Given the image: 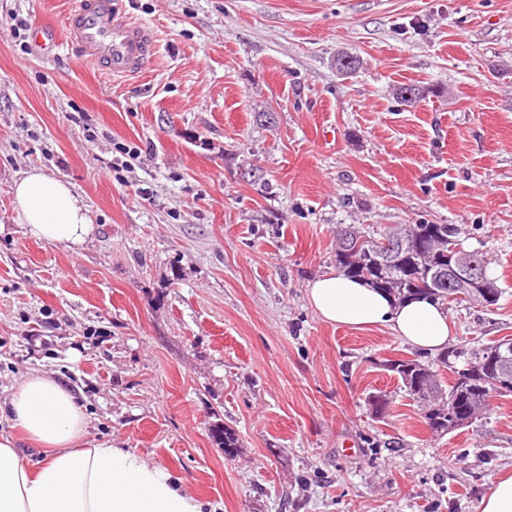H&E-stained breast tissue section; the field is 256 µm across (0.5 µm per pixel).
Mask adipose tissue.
Instances as JSON below:
<instances>
[{
  "label": "adipose tissue",
  "mask_w": 512,
  "mask_h": 512,
  "mask_svg": "<svg viewBox=\"0 0 512 512\" xmlns=\"http://www.w3.org/2000/svg\"><path fill=\"white\" fill-rule=\"evenodd\" d=\"M15 212L30 235L50 245L82 244L93 227L72 185L32 169L13 185ZM331 324L388 327L414 349L438 354L452 339L448 313L428 299L401 304L362 282L329 273L308 288ZM17 428L43 450L30 468L0 438V512H202L171 474L104 440L84 444L87 418L70 388L48 374L27 376L6 401Z\"/></svg>",
  "instance_id": "adipose-tissue-1"
}]
</instances>
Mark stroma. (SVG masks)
<instances>
[{
    "label": "stroma",
    "instance_id": "obj_1",
    "mask_svg": "<svg viewBox=\"0 0 512 512\" xmlns=\"http://www.w3.org/2000/svg\"><path fill=\"white\" fill-rule=\"evenodd\" d=\"M74 5L0 0V402L54 374L88 440L203 512H479L512 465V394L433 432L383 362L435 356L324 322L307 288L340 225L453 224L502 291L448 304L454 347L512 338V0H123L155 40L123 78L71 51ZM32 168L83 197L86 243L18 223Z\"/></svg>",
    "mask_w": 512,
    "mask_h": 512
}]
</instances>
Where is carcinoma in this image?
<instances>
[{"mask_svg":"<svg viewBox=\"0 0 512 512\" xmlns=\"http://www.w3.org/2000/svg\"><path fill=\"white\" fill-rule=\"evenodd\" d=\"M411 228L414 234L411 240L405 236V227L398 225L378 234L357 231L347 247L336 245L339 272L362 279L398 300L418 295L443 304L463 300L462 291L446 284L433 292L426 291L430 281L448 269V252L461 247L457 226L413 224ZM385 241L396 248H382ZM511 344L512 341L502 339L490 345L460 352L453 348L440 354V366L449 367L454 373L446 387L438 371L417 359H387L384 366L401 380L410 396L431 398V403L425 406L424 419L431 430L448 434L473 424L494 394L512 393V363L505 367L499 359L502 348ZM460 359L463 367H454ZM450 407L455 409V422L448 418Z\"/></svg>","mask_w":512,"mask_h":512,"instance_id":"1","label":"carcinoma"}]
</instances>
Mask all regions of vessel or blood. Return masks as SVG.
Instances as JSON below:
<instances>
[{
    "label": "vessel or blood",
    "mask_w": 512,
    "mask_h": 512,
    "mask_svg": "<svg viewBox=\"0 0 512 512\" xmlns=\"http://www.w3.org/2000/svg\"><path fill=\"white\" fill-rule=\"evenodd\" d=\"M65 38L112 76L141 71L154 50L151 32L122 17L121 0H78L67 17Z\"/></svg>",
    "instance_id": "1"
}]
</instances>
